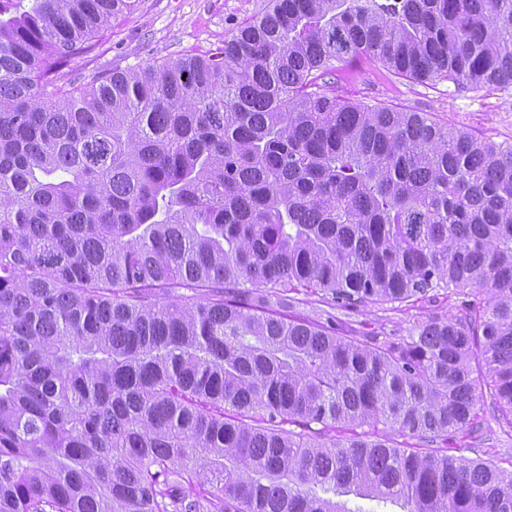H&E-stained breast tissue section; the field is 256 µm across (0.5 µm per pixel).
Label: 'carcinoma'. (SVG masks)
Segmentation results:
<instances>
[{
  "instance_id": "obj_1",
  "label": "carcinoma",
  "mask_w": 512,
  "mask_h": 512,
  "mask_svg": "<svg viewBox=\"0 0 512 512\" xmlns=\"http://www.w3.org/2000/svg\"><path fill=\"white\" fill-rule=\"evenodd\" d=\"M139 2L0 0V512H512L446 449L484 385L512 418V142L338 86H512V0H272L59 84ZM302 290L461 314L355 336Z\"/></svg>"
}]
</instances>
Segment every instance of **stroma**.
<instances>
[{
  "mask_svg": "<svg viewBox=\"0 0 512 512\" xmlns=\"http://www.w3.org/2000/svg\"><path fill=\"white\" fill-rule=\"evenodd\" d=\"M269 0H140L137 8L117 16L95 50L73 60L62 84H83L113 70L207 56L223 48L225 39L244 22L263 13ZM343 88L348 98L373 104L426 112L451 126L468 129L480 138L512 142V88L465 92L449 81L417 83L399 77L378 62L363 64ZM457 299H438L423 306L371 305L338 312L347 329L360 336L406 333L431 313L456 315ZM449 455L483 459L512 471V426L486 413L474 435L448 441Z\"/></svg>",
  "mask_w": 512,
  "mask_h": 512,
  "instance_id": "35a3bbf8",
  "label": "stroma"
}]
</instances>
